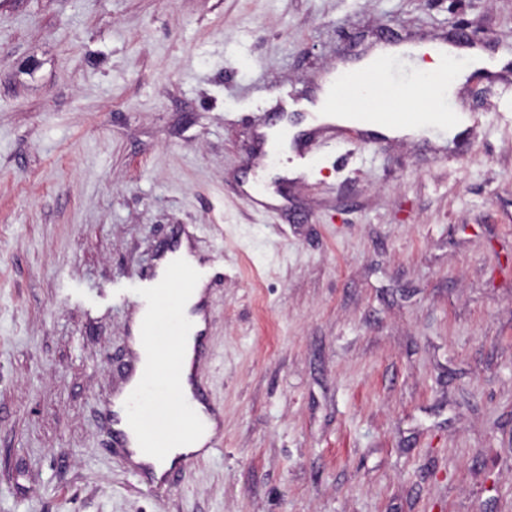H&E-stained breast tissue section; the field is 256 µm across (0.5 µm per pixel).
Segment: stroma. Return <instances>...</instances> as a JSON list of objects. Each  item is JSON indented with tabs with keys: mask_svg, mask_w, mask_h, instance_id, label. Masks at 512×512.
Returning <instances> with one entry per match:
<instances>
[{
	"mask_svg": "<svg viewBox=\"0 0 512 512\" xmlns=\"http://www.w3.org/2000/svg\"><path fill=\"white\" fill-rule=\"evenodd\" d=\"M443 32L507 60L465 154L317 142L250 206L290 96ZM174 224L223 425L152 492L101 408ZM0 512H512V0H0Z\"/></svg>",
	"mask_w": 512,
	"mask_h": 512,
	"instance_id": "1",
	"label": "stroma"
}]
</instances>
